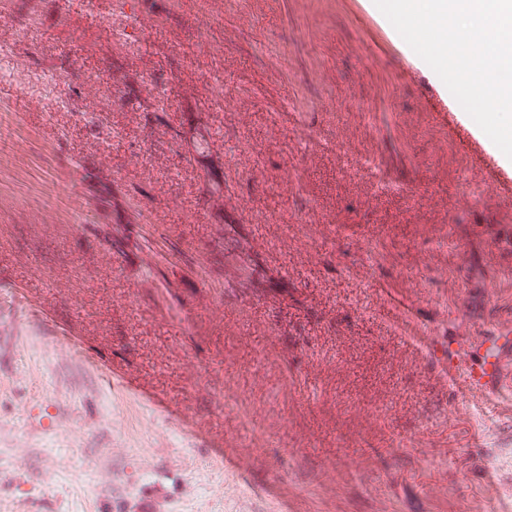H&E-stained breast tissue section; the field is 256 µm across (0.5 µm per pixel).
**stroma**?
Returning <instances> with one entry per match:
<instances>
[{"label":"stroma","instance_id":"stroma-1","mask_svg":"<svg viewBox=\"0 0 512 512\" xmlns=\"http://www.w3.org/2000/svg\"><path fill=\"white\" fill-rule=\"evenodd\" d=\"M10 21L0 512H512V388L460 394L438 366L512 339V166L374 0H135L132 57L61 0ZM217 63L229 103L204 114L179 79ZM47 66L78 112L22 114L16 76ZM188 163L201 179L170 177ZM95 362L106 371L112 373V380H116L131 390L140 400L154 406L157 410L168 417H174L177 410L173 400L160 395L144 386H141L122 363L111 362L108 355L103 353L94 358Z\"/></svg>","mask_w":512,"mask_h":512}]
</instances>
